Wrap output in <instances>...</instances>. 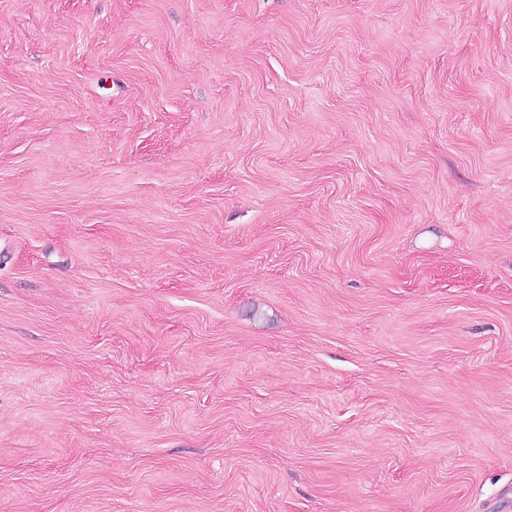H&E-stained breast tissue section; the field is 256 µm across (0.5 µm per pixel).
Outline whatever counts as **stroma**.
<instances>
[{
  "label": "stroma",
  "mask_w": 512,
  "mask_h": 512,
  "mask_svg": "<svg viewBox=\"0 0 512 512\" xmlns=\"http://www.w3.org/2000/svg\"><path fill=\"white\" fill-rule=\"evenodd\" d=\"M0 512H512V0H0Z\"/></svg>",
  "instance_id": "1"
}]
</instances>
